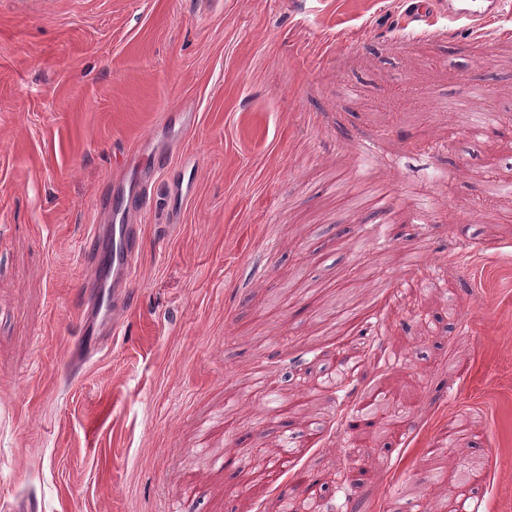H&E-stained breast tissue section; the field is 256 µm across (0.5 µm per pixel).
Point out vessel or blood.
<instances>
[{"mask_svg":"<svg viewBox=\"0 0 512 512\" xmlns=\"http://www.w3.org/2000/svg\"><path fill=\"white\" fill-rule=\"evenodd\" d=\"M506 4L507 0H448V16L475 23L503 12ZM138 151L142 168L112 183L111 223L94 225L84 241L83 254L92 275L82 288V336L76 350L80 366L119 336L122 314L133 300V261L141 227L130 217L149 201L153 179L167 169L169 159L167 152L157 149L152 135L141 141Z\"/></svg>","mask_w":512,"mask_h":512,"instance_id":"vessel-or-blood-1","label":"vessel or blood"}]
</instances>
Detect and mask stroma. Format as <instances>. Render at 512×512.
<instances>
[{
  "label": "stroma",
  "instance_id": "1",
  "mask_svg": "<svg viewBox=\"0 0 512 512\" xmlns=\"http://www.w3.org/2000/svg\"><path fill=\"white\" fill-rule=\"evenodd\" d=\"M421 25L405 0H0V512H281L309 476L325 512H512V197L487 193L512 12ZM466 98L494 115L472 144ZM181 109L194 189L161 175L124 328L72 370L81 245ZM370 183L383 214L348 198ZM324 365L348 384L315 392ZM198 167V157L193 156L185 159L182 167L183 176L181 182L173 181L171 186V191L175 197L179 196L180 198H183L191 193L193 188V175L195 172H197ZM185 179L186 183L184 182Z\"/></svg>",
  "mask_w": 512,
  "mask_h": 512
}]
</instances>
